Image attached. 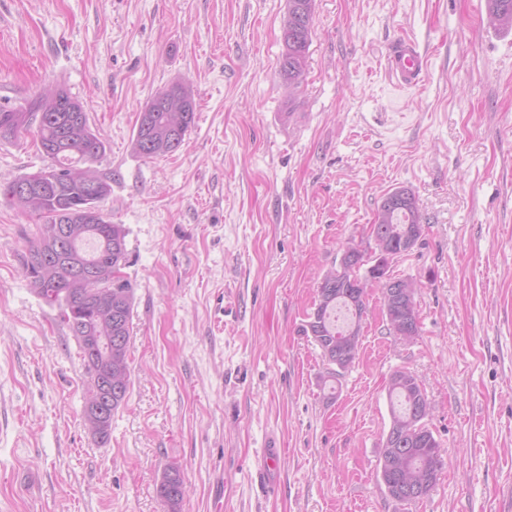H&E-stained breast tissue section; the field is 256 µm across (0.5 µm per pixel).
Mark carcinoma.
I'll list each match as a JSON object with an SVG mask.
<instances>
[{
    "instance_id": "obj_1",
    "label": "carcinoma",
    "mask_w": 512,
    "mask_h": 512,
    "mask_svg": "<svg viewBox=\"0 0 512 512\" xmlns=\"http://www.w3.org/2000/svg\"><path fill=\"white\" fill-rule=\"evenodd\" d=\"M491 25L512 30V0H486ZM314 0H287V11L281 27L283 50L278 60L279 73L291 89H296L306 71L311 42ZM172 97L160 106L148 101L139 113L132 137V151L146 159L167 156L184 142L195 125L196 102L191 92L179 82L168 86ZM75 108L73 112L50 111L53 98ZM40 112L43 120L38 127L31 125L32 116ZM32 133L37 149L50 164L30 174L33 186L30 196L21 200L9 195L8 188H0V195L16 202L21 211L37 225L35 236L28 240L24 259V273L35 292L48 300L52 293H61L65 303L59 305L62 321L76 339L87 374L112 375L121 385L118 400L109 410L106 421L112 425V416L126 402L130 385V346L132 336V306L135 286L125 276L127 265L126 232L114 224L103 212L101 202L111 193L108 178L78 164L93 163L105 152L100 134L91 127L84 105L66 89L42 94L26 107L17 110L0 109V137L18 139ZM381 201H390L392 208L384 211L377 206L370 230L387 240L390 249L401 255L402 233L408 224H421L423 217L414 197L405 188L388 191ZM70 229L69 241L56 234V228ZM369 262L364 253H358V267L339 277L336 271L326 272L318 287V303L307 319H316L320 330L311 340L319 347L328 365H336V343H342L344 353L355 361L360 345L350 343L359 338L354 327L366 311L367 291H358L348 298V281L360 276V268ZM84 265L106 266L112 272V281L92 285L76 274ZM389 332L408 328L419 333L415 303L382 302ZM348 314L346 325H336V311ZM112 337L110 356L91 357L95 340ZM389 396L397 399L391 407V426L406 429L404 437L406 460L398 467L407 478L420 481L421 497L433 489L444 466L440 444L427 425L417 418L416 405L423 396L413 376L401 384H392ZM183 484L180 470L169 467L157 486V494L172 510H177L181 499L171 494L172 487Z\"/></svg>"
}]
</instances>
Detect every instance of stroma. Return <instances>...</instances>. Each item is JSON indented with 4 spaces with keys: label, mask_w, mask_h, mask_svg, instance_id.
<instances>
[{
    "label": "stroma",
    "mask_w": 512,
    "mask_h": 512,
    "mask_svg": "<svg viewBox=\"0 0 512 512\" xmlns=\"http://www.w3.org/2000/svg\"><path fill=\"white\" fill-rule=\"evenodd\" d=\"M286 9L0 0V108L61 85L83 102L135 286L130 390L102 443L78 345L24 275L36 226L0 198V512H512V31L485 0H315L292 94ZM403 38L427 58L412 88L387 68ZM177 81L194 127L170 155H135L141 109ZM46 164L0 139V185ZM397 187L424 217L422 245L390 266L422 282L419 334H390L369 288L359 356L328 388L303 332L317 284L347 243L373 253ZM400 370L445 463L405 506L377 475ZM172 466L175 511L156 491Z\"/></svg>",
    "instance_id": "1"
}]
</instances>
